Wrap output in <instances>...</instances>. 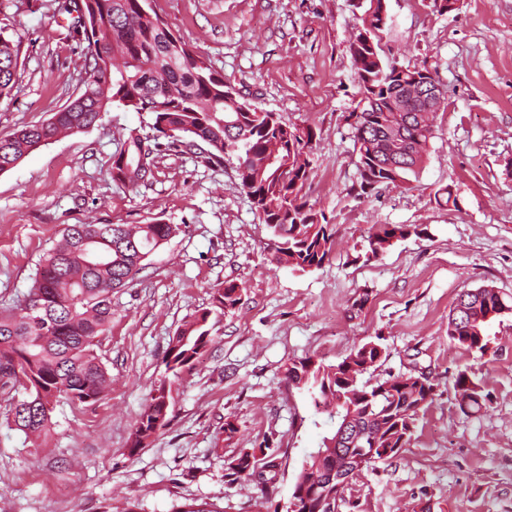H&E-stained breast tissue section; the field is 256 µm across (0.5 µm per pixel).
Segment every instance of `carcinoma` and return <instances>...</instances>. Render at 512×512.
<instances>
[{
    "label": "carcinoma",
    "mask_w": 512,
    "mask_h": 512,
    "mask_svg": "<svg viewBox=\"0 0 512 512\" xmlns=\"http://www.w3.org/2000/svg\"><path fill=\"white\" fill-rule=\"evenodd\" d=\"M74 0H62L68 36L83 45L85 74L81 92L52 117L25 125L0 138V173L13 169L44 140L63 131L83 132L93 127L108 107L117 104L152 116L153 139L132 128L112 156V180L135 189L145 182L146 170L164 152H188L205 138L210 162L235 161L241 189L250 199L260 223L276 239L277 265L300 271L318 269L330 259L335 246L334 226L325 222L304 200L303 187L312 166L314 133L289 125L273 112L245 100L224 84L195 51L172 34L154 13L148 0H83V15L73 16ZM358 31L349 50L358 75V95L366 96L358 120L351 124L358 154L360 189L371 193L398 186L417 173L428 152L433 116L446 106V91L424 101L406 95L415 82L430 84L436 72L427 64L383 62L381 36L387 21L385 0H360ZM20 41L0 26V100L11 95L16 82ZM404 135L396 154H379L377 144L397 128ZM175 228L153 222L127 224H72L62 240L41 259L31 277L27 295L40 297L38 314L26 300L0 311V390L10 395L7 421L26 437L39 439L52 428L53 408L60 398L75 406L96 403L106 396L110 377L96 354L101 337L112 322V290L130 284L142 262ZM424 230L408 224H378L369 236V252L376 257L392 241ZM241 300L239 285L229 282L217 289L215 303L234 309ZM468 319L452 309L448 337L469 351L488 350L487 325L509 305L498 291L479 287L467 294ZM211 311L205 309L172 337L163 359L164 375L156 395L140 413L131 434V451L148 445L166 426L172 379L198 360L212 341L206 329ZM383 347L360 343L341 362L324 365L304 358L287 369L288 383L307 393L315 410L330 420L336 415L359 417L378 447L400 455L413 436L419 414L433 400L434 387L423 375L390 374L368 385L361 377L380 361ZM459 409L466 417L487 408L490 399L468 371L453 376ZM342 461H318L311 453L296 476L294 490L320 493L314 475ZM275 467L274 453L262 457L240 450L227 467L229 482L250 479L257 470Z\"/></svg>",
    "instance_id": "carcinoma-1"
}]
</instances>
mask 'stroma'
<instances>
[{
  "label": "stroma",
  "mask_w": 512,
  "mask_h": 512,
  "mask_svg": "<svg viewBox=\"0 0 512 512\" xmlns=\"http://www.w3.org/2000/svg\"><path fill=\"white\" fill-rule=\"evenodd\" d=\"M357 0H150L180 39L225 83L289 124L312 127L316 150L303 194L336 231L321 268L276 267L230 164L206 144L159 157L147 185L112 180L128 129L152 136L150 116L112 107L93 127L60 135L0 173V308L23 298L36 267L71 224L176 225L127 287L112 293V324L98 353L112 384L90 406L56 403L46 439L6 422L0 393V512H177L196 501L219 512H286L307 456L334 430L286 370L310 357L342 361L377 340L367 373L428 378L435 397L411 443L350 480L339 512H512V313L487 327L488 350L448 337L458 295L482 286L512 297V0H386L383 58L427 63L447 90L429 154L407 183L358 195L347 121L358 101L349 44ZM59 0H0V24L23 38L20 78L0 101V137L48 120L80 93V49ZM452 188L456 203L436 202ZM378 224H416L423 236L368 258ZM233 282L241 302L214 306ZM210 309L212 342L171 387L168 425L131 451V433L163 371L172 336ZM468 370L491 404L461 413L453 375ZM236 423L234 435L225 420ZM276 448L264 482H229L240 449Z\"/></svg>",
  "instance_id": "1"
}]
</instances>
